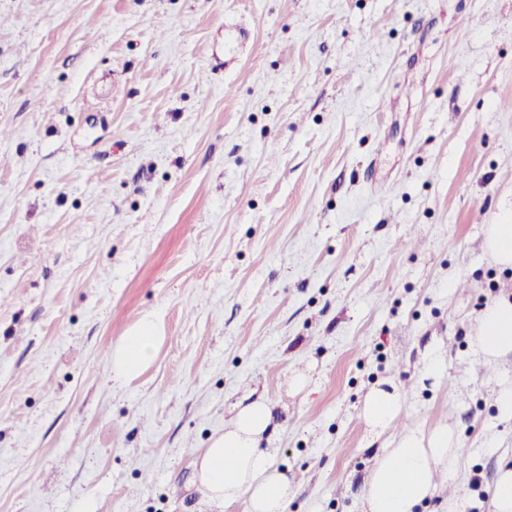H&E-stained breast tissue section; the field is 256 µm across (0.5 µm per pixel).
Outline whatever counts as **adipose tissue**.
Wrapping results in <instances>:
<instances>
[{
  "label": "adipose tissue",
  "instance_id": "ef3b65f1",
  "mask_svg": "<svg viewBox=\"0 0 512 512\" xmlns=\"http://www.w3.org/2000/svg\"><path fill=\"white\" fill-rule=\"evenodd\" d=\"M472 338L486 365L512 354L511 297L501 296L485 306L472 328ZM158 340L156 322L143 319L112 353L113 381L125 382L148 365ZM403 412L404 395L396 388L372 389L362 406L363 419L373 434L384 432ZM271 423L272 411L265 399L238 404L232 423L195 457L198 488L217 512L242 498L248 512H286L291 484L270 450L262 446ZM463 468L449 425L427 431L405 427L395 447L376 455L364 485L362 512H418L426 500L441 492L437 472L454 477Z\"/></svg>",
  "mask_w": 512,
  "mask_h": 512
}]
</instances>
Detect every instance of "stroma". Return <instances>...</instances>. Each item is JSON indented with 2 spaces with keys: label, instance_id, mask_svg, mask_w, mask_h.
Segmentation results:
<instances>
[{
  "label": "stroma",
  "instance_id": "35a3bbf8",
  "mask_svg": "<svg viewBox=\"0 0 512 512\" xmlns=\"http://www.w3.org/2000/svg\"><path fill=\"white\" fill-rule=\"evenodd\" d=\"M510 100L512 0H0V512H216L193 460L260 397L288 512H359L391 385L465 460L420 512H492ZM484 249L496 264L512 268V217L501 224L485 225ZM472 338L488 366L512 354V299L504 295L488 303L472 328ZM159 328L152 318H144L112 352V381L124 383L137 375L154 357ZM392 388L376 387L363 402L362 416L371 434L384 432L404 413V395L396 386Z\"/></svg>",
  "mask_w": 512,
  "mask_h": 512
}]
</instances>
